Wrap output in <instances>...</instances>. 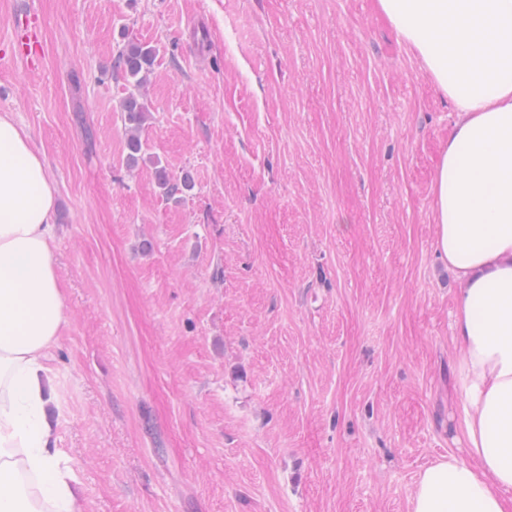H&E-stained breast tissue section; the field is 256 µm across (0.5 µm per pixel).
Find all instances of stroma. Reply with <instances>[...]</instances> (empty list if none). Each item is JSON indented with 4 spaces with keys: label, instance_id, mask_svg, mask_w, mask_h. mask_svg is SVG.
Here are the masks:
<instances>
[{
    "label": "stroma",
    "instance_id": "stroma-1",
    "mask_svg": "<svg viewBox=\"0 0 512 512\" xmlns=\"http://www.w3.org/2000/svg\"><path fill=\"white\" fill-rule=\"evenodd\" d=\"M130 40L156 49L134 167ZM2 112L58 190L80 512H411L464 456L432 214L456 114L374 0H0Z\"/></svg>",
    "mask_w": 512,
    "mask_h": 512
}]
</instances>
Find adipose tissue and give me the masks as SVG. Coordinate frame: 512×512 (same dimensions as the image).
Segmentation results:
<instances>
[{
    "label": "adipose tissue",
    "instance_id": "obj_1",
    "mask_svg": "<svg viewBox=\"0 0 512 512\" xmlns=\"http://www.w3.org/2000/svg\"><path fill=\"white\" fill-rule=\"evenodd\" d=\"M457 119L432 183L435 249L458 282L467 455L419 476L412 512H512V0H375ZM56 186L0 115V512H80L46 360L66 322Z\"/></svg>",
    "mask_w": 512,
    "mask_h": 512
}]
</instances>
